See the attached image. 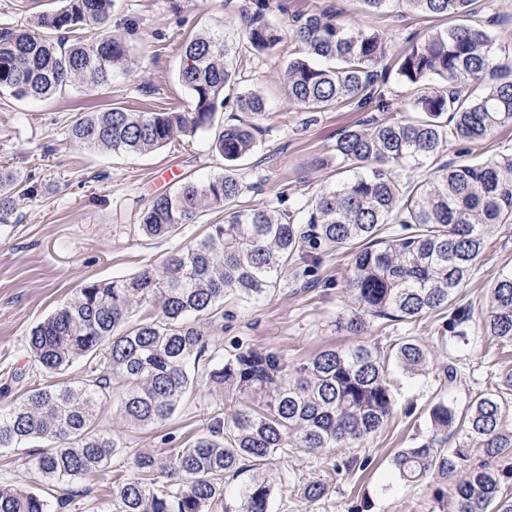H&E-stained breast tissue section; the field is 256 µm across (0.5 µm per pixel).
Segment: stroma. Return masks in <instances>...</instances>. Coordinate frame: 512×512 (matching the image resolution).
Here are the masks:
<instances>
[{"mask_svg":"<svg viewBox=\"0 0 512 512\" xmlns=\"http://www.w3.org/2000/svg\"><path fill=\"white\" fill-rule=\"evenodd\" d=\"M271 16L280 28L292 17L314 8L338 9L348 25L383 32L393 52L403 51L409 40L422 39L444 27L445 19L390 6L374 14L360 12L356 0H281ZM56 6L55 0H0V27L34 29L36 16ZM110 33L129 47L128 68L111 84L95 89H70L46 100H15L0 96V167L21 176L36 175V195L16 200L15 223L0 224V408L10 406L36 381L47 385L67 382L84 373L75 362L65 373L49 374L36 367L24 350L29 330L91 281L161 266L178 248L204 235L207 225L222 220V211L206 213L195 224L169 239H150L138 229L140 214L152 198L177 190L163 182L169 165L182 177L207 178L222 174L224 159L214 150L212 134L183 137L175 145L147 154H114L91 150L73 142L68 129L86 112L123 107L134 112H156L187 101L178 81L181 46L188 37L206 30L236 39V6L224 0H118L109 21ZM287 44L269 53L242 50L233 64L237 83L230 96L260 91L268 101L269 115L259 123L257 145L236 170L244 189L240 208L270 205L288 210L319 190L336 185L338 174L331 157L345 128L363 115L343 102L309 117L292 107L283 92L281 60ZM305 277L284 271L279 288L259 303L232 308L224 320L218 346L282 355L300 363L329 346H349L354 337L336 327L348 316L353 299L345 289L350 266L348 252L314 251L305 257ZM512 273V224L497 229L486 241L460 303L471 310L463 323L464 338L436 343L443 326L439 317L427 316L414 324L389 323L385 331L369 329L366 340L389 350L402 337L411 336L431 349L437 364L454 362L460 383L442 388L434 374L408 376L391 370L396 395L392 417L358 448H341L335 454L336 480L325 500L304 502L299 489L322 475V457L297 453L278 455L265 468L279 479L272 512H432L444 479L426 477L414 487L394 474L396 451L412 439L432 436L428 411L445 397L457 411H465L476 394L495 390L498 352L489 348L483 315L487 290L499 276ZM23 383H14L13 372ZM255 397L245 391L225 402L218 388L202 386L191 393L174 416L144 429L125 427L112 406L100 412L102 426L130 450L161 453L186 447L190 440L235 411L252 407ZM27 448L0 450V483L37 489L40 475L27 464ZM125 454L113 456L107 474L77 483L78 497L66 512H109L111 476L128 472Z\"/></svg>","mask_w":512,"mask_h":512,"instance_id":"35a3bbf8","label":"stroma"}]
</instances>
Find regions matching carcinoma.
<instances>
[{
	"mask_svg": "<svg viewBox=\"0 0 512 512\" xmlns=\"http://www.w3.org/2000/svg\"><path fill=\"white\" fill-rule=\"evenodd\" d=\"M37 18L38 32L0 27V92L21 100L48 98L70 87L101 86L125 71L128 46L106 33L115 0H60ZM409 9L462 17L465 23L411 44L396 58L397 82L414 90V115L398 121L367 120L336 141V162L353 177L317 192L295 210L267 206L236 209L243 186L236 163L256 147V122L266 117L261 94L236 96L250 122L216 125L226 88L233 85L232 47L218 33L186 41L178 81L187 108L131 112L112 107L87 112L68 129L75 142L114 153H143L177 136L213 133L214 149L227 162L224 174L187 180L174 193L154 197L140 218L150 239L175 236L202 213L224 210L200 239L170 255L158 271L90 282L25 338L33 362L60 373L86 359L83 378L34 386L0 411V449L33 442L48 445L31 455L43 480L35 491L0 483V512H60L69 498L54 491L109 468L124 446L101 426L110 403L128 426L144 428L171 418L189 391L204 382L224 389L231 402L251 391L261 402L216 424L185 448L159 456L129 454L132 475L112 478V512H222L224 479L249 463L239 512H270L274 481L263 462L288 452L321 453L322 477L301 488V498H327L338 448H353L375 435L395 408L389 365L410 376L434 369L424 345L403 340L390 356L375 345L326 348L288 369V361L254 350L225 354L213 347L224 331V303L261 301L281 283L289 265L307 249L347 250L346 286L357 310L343 322L353 336L368 319L415 322L453 315L456 327L470 312L456 307L482 255L485 239L512 224V151L472 159L460 148L486 140L512 124V38L497 46L496 16L483 13L492 0H401ZM270 0H242L239 20L247 47L295 46L285 64L288 102L325 112L348 101L357 109L389 106L386 37L348 26L331 8L296 15L288 31L267 17ZM84 26L96 29L69 40ZM455 157L447 159L449 149ZM38 183L0 171V224L14 215L15 195H33ZM485 334L512 346V275L488 289ZM155 313L131 321L135 308ZM512 368L503 365L496 391L481 393L457 414L440 399L429 409L437 432L457 433L401 448L394 473L416 484L429 473L455 483L438 491L439 512H512Z\"/></svg>",
	"mask_w": 512,
	"mask_h": 512,
	"instance_id": "cac0c4a2",
	"label": "carcinoma"
}]
</instances>
